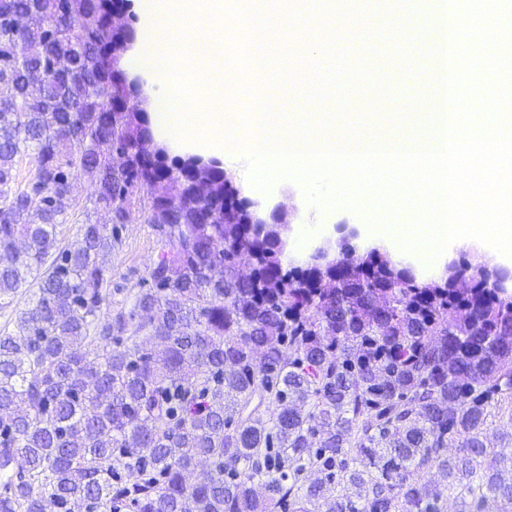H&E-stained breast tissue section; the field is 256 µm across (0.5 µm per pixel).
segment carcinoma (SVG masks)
Here are the masks:
<instances>
[{"instance_id":"cac0c4a2","label":"carcinoma","mask_w":512,"mask_h":512,"mask_svg":"<svg viewBox=\"0 0 512 512\" xmlns=\"http://www.w3.org/2000/svg\"><path fill=\"white\" fill-rule=\"evenodd\" d=\"M124 6L0 0V309L28 297L0 335V512H512V450L487 446L512 294L466 259L284 267L218 162L143 148ZM83 177L95 220L64 245ZM134 203L162 251L114 290Z\"/></svg>"}]
</instances>
